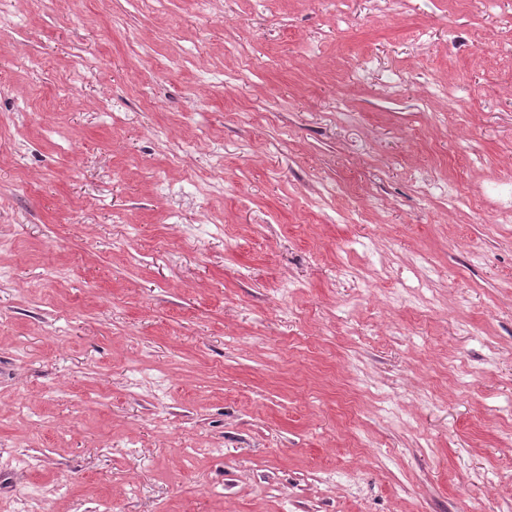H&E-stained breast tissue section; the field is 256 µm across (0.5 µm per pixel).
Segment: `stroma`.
Returning a JSON list of instances; mask_svg holds the SVG:
<instances>
[{"mask_svg": "<svg viewBox=\"0 0 512 512\" xmlns=\"http://www.w3.org/2000/svg\"><path fill=\"white\" fill-rule=\"evenodd\" d=\"M510 192L512 0H0V512H512Z\"/></svg>", "mask_w": 512, "mask_h": 512, "instance_id": "obj_1", "label": "stroma"}]
</instances>
